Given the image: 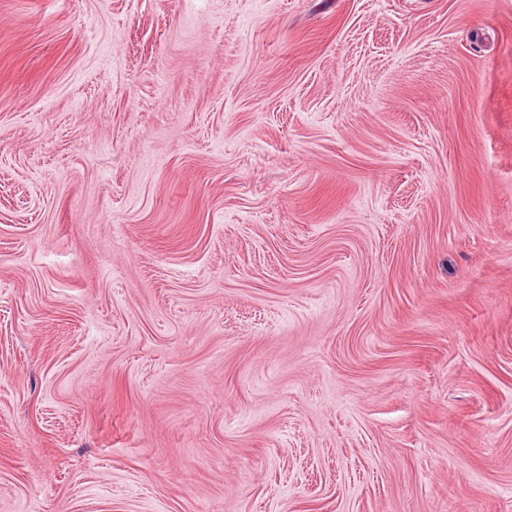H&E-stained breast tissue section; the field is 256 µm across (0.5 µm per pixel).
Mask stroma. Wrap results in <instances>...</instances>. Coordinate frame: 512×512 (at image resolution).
Segmentation results:
<instances>
[{
  "label": "stroma",
  "mask_w": 512,
  "mask_h": 512,
  "mask_svg": "<svg viewBox=\"0 0 512 512\" xmlns=\"http://www.w3.org/2000/svg\"><path fill=\"white\" fill-rule=\"evenodd\" d=\"M0 512H512V0H0Z\"/></svg>",
  "instance_id": "1"
}]
</instances>
